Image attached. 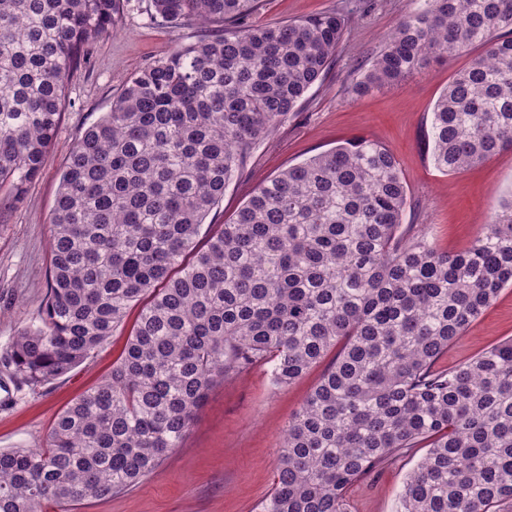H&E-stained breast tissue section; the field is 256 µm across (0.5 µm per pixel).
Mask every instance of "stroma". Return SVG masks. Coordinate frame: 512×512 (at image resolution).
<instances>
[{"mask_svg": "<svg viewBox=\"0 0 512 512\" xmlns=\"http://www.w3.org/2000/svg\"><path fill=\"white\" fill-rule=\"evenodd\" d=\"M416 6L417 0H260L248 24H277L342 8L350 13L349 27L325 78L256 146L226 187L223 201L206 219L211 230L229 223L262 182L288 165L365 136L383 142L400 164L410 198L405 223L426 225L441 250L456 252L469 245L488 215L512 197L510 151L448 175L427 158L434 104L452 73L468 66L469 56L430 63L398 85L361 95L350 90L398 19ZM201 32L192 22L174 26L152 17L148 0H121L109 31L73 72L41 174L23 196L0 194V352L38 319L48 289L50 217L73 145L111 110L140 67ZM136 317V311H129L90 358L41 388H18L0 369V448L42 445L56 416L111 373ZM510 338L512 287H507L441 363L458 366ZM324 370V364H317L302 379L279 388L265 368L256 367L215 387L180 448L147 480L120 496L88 503L80 512H259L273 487L288 421ZM423 454L414 449L355 483L348 492L349 512H396L406 475Z\"/></svg>", "mask_w": 512, "mask_h": 512, "instance_id": "stroma-1", "label": "stroma"}]
</instances>
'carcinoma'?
I'll return each instance as SVG.
<instances>
[{
	"instance_id": "cac0c4a2",
	"label": "carcinoma",
	"mask_w": 512,
	"mask_h": 512,
	"mask_svg": "<svg viewBox=\"0 0 512 512\" xmlns=\"http://www.w3.org/2000/svg\"><path fill=\"white\" fill-rule=\"evenodd\" d=\"M259 0H149L206 33L136 71L73 146L51 218L48 295L0 366L45 386L140 311L108 379L37 448L0 449V512H76L141 484L181 446L209 392L254 367L277 387L336 356L288 422L259 512H348L354 483L414 448L396 512L512 503V339L438 366L512 286V197L456 253L403 223L408 187L357 138L288 166L199 243L256 144L327 73L349 14L277 25ZM352 91L432 58L482 53L436 101L430 156L457 173L512 150V0H419ZM120 0H0V192L26 193L67 81Z\"/></svg>"
}]
</instances>
